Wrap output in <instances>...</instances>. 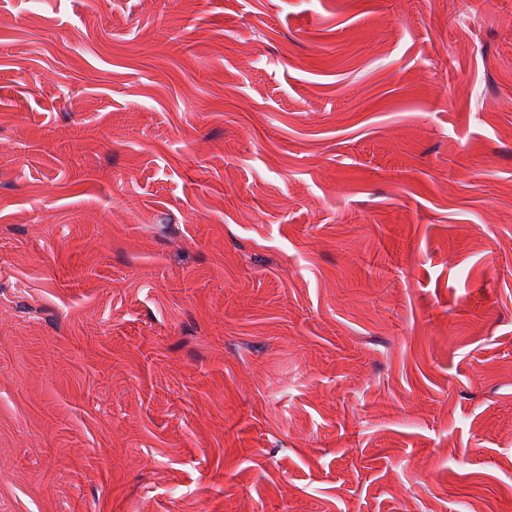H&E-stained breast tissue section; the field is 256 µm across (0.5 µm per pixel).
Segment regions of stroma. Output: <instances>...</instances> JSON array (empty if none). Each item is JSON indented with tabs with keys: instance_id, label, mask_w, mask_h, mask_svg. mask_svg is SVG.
I'll return each mask as SVG.
<instances>
[{
	"instance_id": "1",
	"label": "stroma",
	"mask_w": 512,
	"mask_h": 512,
	"mask_svg": "<svg viewBox=\"0 0 512 512\" xmlns=\"http://www.w3.org/2000/svg\"><path fill=\"white\" fill-rule=\"evenodd\" d=\"M0 512H512V0H0Z\"/></svg>"
}]
</instances>
